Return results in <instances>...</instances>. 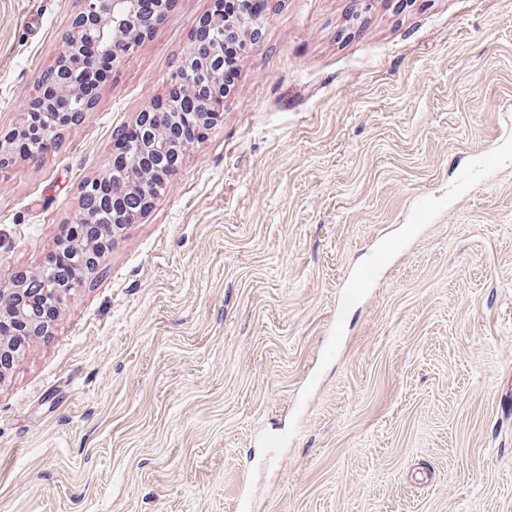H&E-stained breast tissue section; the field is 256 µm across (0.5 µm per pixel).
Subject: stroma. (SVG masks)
Masks as SVG:
<instances>
[{"label":"stroma","instance_id":"obj_1","mask_svg":"<svg viewBox=\"0 0 512 512\" xmlns=\"http://www.w3.org/2000/svg\"><path fill=\"white\" fill-rule=\"evenodd\" d=\"M212 5L0 177V279ZM80 10L0 0V135ZM0 512H512V0H272L216 125L0 379Z\"/></svg>","mask_w":512,"mask_h":512}]
</instances>
